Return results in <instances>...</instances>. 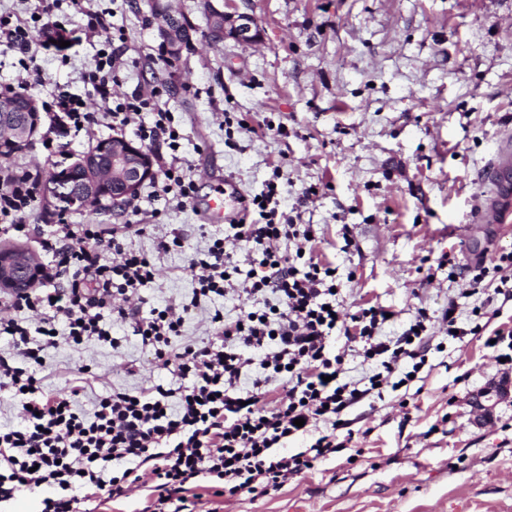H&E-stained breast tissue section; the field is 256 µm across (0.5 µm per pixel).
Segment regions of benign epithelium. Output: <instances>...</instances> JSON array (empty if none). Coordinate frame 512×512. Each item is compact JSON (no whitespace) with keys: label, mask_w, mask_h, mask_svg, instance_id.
I'll return each mask as SVG.
<instances>
[{"label":"benign epithelium","mask_w":512,"mask_h":512,"mask_svg":"<svg viewBox=\"0 0 512 512\" xmlns=\"http://www.w3.org/2000/svg\"><path fill=\"white\" fill-rule=\"evenodd\" d=\"M214 19L221 22L213 35L220 40L233 39L241 43H254L260 39V30L254 19L247 14L227 13L216 6L208 5ZM157 34L167 50L174 56L181 54L185 46L183 34L177 31L170 17L161 15L155 18ZM39 129V113L31 112L20 119L7 121L0 125V143L5 141L19 147H26ZM67 165L56 172L46 183V195L59 204L70 201L85 205L95 199V190L103 183L112 182V206L118 207L135 195L140 186L154 177L149 152L141 145L126 138H115L112 147L103 156H93L86 160V189L76 198L71 193L70 170ZM41 264L23 249H11L0 252V290L21 291L31 287L38 280ZM512 384L503 381L487 388L481 394L477 406L489 414L488 402L509 393Z\"/></svg>","instance_id":"obj_1"}]
</instances>
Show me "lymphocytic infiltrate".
Returning a JSON list of instances; mask_svg holds the SVG:
<instances>
[{"label": "lymphocytic infiltrate", "mask_w": 512, "mask_h": 512, "mask_svg": "<svg viewBox=\"0 0 512 512\" xmlns=\"http://www.w3.org/2000/svg\"><path fill=\"white\" fill-rule=\"evenodd\" d=\"M123 54L105 41L82 73L108 102L107 111H88L76 95L56 97L53 106L79 131L107 122L118 132L133 115L152 112L140 138L158 150L155 189L187 205L196 183L179 155L171 114L157 104L160 88L111 100ZM38 180L25 171L0 187L1 235L29 234L22 217L35 202ZM281 195L272 179L260 196H243L236 219L192 260L197 273L190 303L156 308L146 317L130 304L157 276L155 261L130 244L144 224L53 225L43 242L54 258L42 273L43 287L11 294L9 314L0 318V335L12 338L23 359L18 366L0 357V388L24 409L21 425L0 426V506L40 490V512H81L84 505L121 497L134 484L148 491L149 512H195L206 491L227 501L244 493L265 496L346 450V441L336 437L342 411L368 395L409 386L426 362V311L397 337L382 333L386 309L343 314L331 263L313 255L314 226L281 213ZM284 242L291 252H280ZM241 245L254 254L245 273L235 258ZM449 267L464 293L496 275L505 298H512V251L489 264L453 261ZM229 295L246 303L239 316L229 321L214 311L207 342L178 345L190 310ZM107 312L128 323L183 383L115 390L99 397L87 415L77 402L94 377L91 366L78 365L63 391L50 392L40 375L43 353L62 334L76 346L117 345L103 324ZM338 333L355 356L374 364L366 383L345 381L344 357L330 346ZM245 377L251 380L246 388ZM304 435L311 438L307 448L288 453L290 438Z\"/></svg>", "instance_id": "obj_1"}]
</instances>
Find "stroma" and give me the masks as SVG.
Instances as JSON below:
<instances>
[{"mask_svg":"<svg viewBox=\"0 0 512 512\" xmlns=\"http://www.w3.org/2000/svg\"><path fill=\"white\" fill-rule=\"evenodd\" d=\"M135 2L90 4L112 11L113 26L126 32L125 66L113 92L162 85L159 104L183 135L180 155L198 185L183 207L153 195L147 183L137 194L151 218L132 245L158 267L155 283L135 301L141 313L190 302L192 259L224 232L209 223L207 210L225 177L256 194L277 171L281 209L316 225V253L337 269L344 312L394 310L383 328L388 336L408 328L417 309L431 317L433 348L407 406L389 391L384 400L369 397L348 408L342 418L353 436L349 450L280 491L241 495L219 512H512V399L486 422L473 405L491 380L512 372L496 359L508 346L492 350L480 336L452 338L441 320L449 298H457L463 319L487 301L499 310L490 329L512 334V300L495 294L491 282L460 296L438 264L447 254L474 263L512 251V223L470 221L478 193L488 189L486 166L512 133V0H174L195 28V47L176 70L163 57L145 0ZM210 3L252 15L260 41L205 45ZM52 19L66 29L68 47L37 49L25 70L19 53L0 45V88L24 77L36 102L73 93L90 111H103L81 77L100 38L86 36L82 11L65 6ZM228 112L246 121L230 139ZM271 121L285 123L287 136L268 130ZM111 134L105 125L85 133L60 113H42L34 141L0 163V176L29 169L49 178ZM49 139L59 151L45 148ZM311 186L316 196L303 200ZM62 217L77 224L125 220L121 211L62 212L40 197L24 221L44 226ZM172 231L183 248L158 253V238ZM108 327L118 347L91 342L78 350L62 339L46 349L45 388L63 389L64 371L90 364L97 379L78 402L88 413L114 388L179 385L127 324Z\"/></svg>","mask_w":512,"mask_h":512,"instance_id":"35a3bbf8","label":"stroma"}]
</instances>
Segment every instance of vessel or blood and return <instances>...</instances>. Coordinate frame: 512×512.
Listing matches in <instances>:
<instances>
[{
  "label": "vessel or blood",
  "instance_id": "b4317fda",
  "mask_svg": "<svg viewBox=\"0 0 512 512\" xmlns=\"http://www.w3.org/2000/svg\"><path fill=\"white\" fill-rule=\"evenodd\" d=\"M490 185L481 195L472 221L476 224L512 222V140L503 139L485 171Z\"/></svg>",
  "mask_w": 512,
  "mask_h": 512
}]
</instances>
